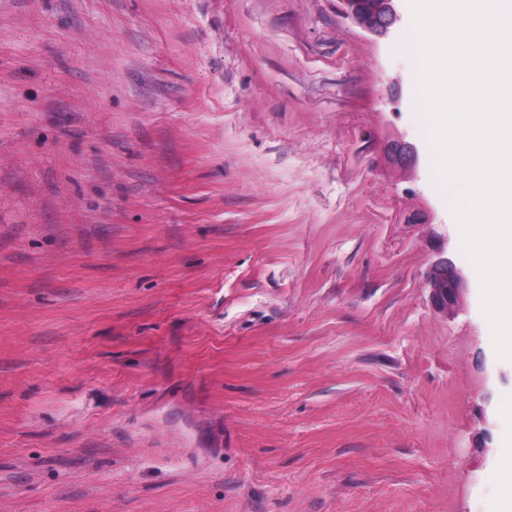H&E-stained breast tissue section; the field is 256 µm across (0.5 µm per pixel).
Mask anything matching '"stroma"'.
<instances>
[{
    "instance_id": "obj_1",
    "label": "stroma",
    "mask_w": 512,
    "mask_h": 512,
    "mask_svg": "<svg viewBox=\"0 0 512 512\" xmlns=\"http://www.w3.org/2000/svg\"><path fill=\"white\" fill-rule=\"evenodd\" d=\"M395 7L0 0V512H493L512 364ZM396 0H339L345 14L368 32L385 34L396 19ZM434 309L446 316L459 304L463 290L462 276L448 259L437 261L427 281Z\"/></svg>"
}]
</instances>
